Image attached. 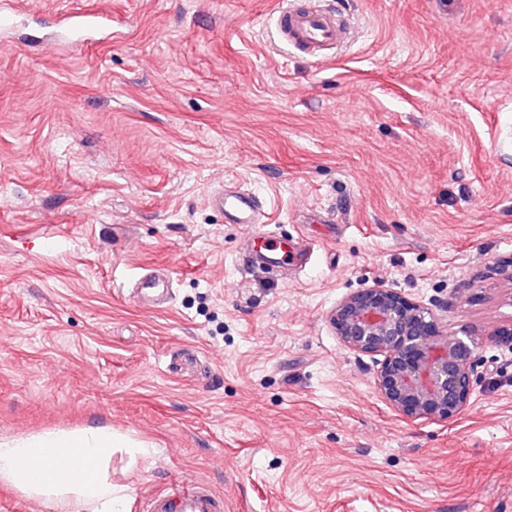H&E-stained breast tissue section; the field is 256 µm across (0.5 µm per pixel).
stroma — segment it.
<instances>
[{
    "label": "stroma",
    "mask_w": 512,
    "mask_h": 512,
    "mask_svg": "<svg viewBox=\"0 0 512 512\" xmlns=\"http://www.w3.org/2000/svg\"><path fill=\"white\" fill-rule=\"evenodd\" d=\"M282 2L23 0L112 28L0 41V437L151 444L112 458L125 512L181 478L225 512H512V0H317L354 28L319 61L276 40ZM220 186L310 265L243 271ZM155 270L159 310L132 297ZM373 286L477 342L455 420L399 416L335 335ZM133 289L134 297L141 306L161 308L167 304L172 285L166 275L151 273L139 277Z\"/></svg>",
    "instance_id": "35a3bbf8"
}]
</instances>
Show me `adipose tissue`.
Wrapping results in <instances>:
<instances>
[{
    "label": "adipose tissue",
    "instance_id": "ef3b65f1",
    "mask_svg": "<svg viewBox=\"0 0 512 512\" xmlns=\"http://www.w3.org/2000/svg\"><path fill=\"white\" fill-rule=\"evenodd\" d=\"M147 456L144 443L106 426L0 438V482L56 512H124L128 486L112 480V456Z\"/></svg>",
    "mask_w": 512,
    "mask_h": 512
}]
</instances>
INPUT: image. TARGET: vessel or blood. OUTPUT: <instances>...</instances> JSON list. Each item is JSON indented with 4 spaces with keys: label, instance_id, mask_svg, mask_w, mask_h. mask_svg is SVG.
I'll list each match as a JSON object with an SVG mask.
<instances>
[{
    "label": "vessel or blood",
    "instance_id": "1",
    "mask_svg": "<svg viewBox=\"0 0 512 512\" xmlns=\"http://www.w3.org/2000/svg\"><path fill=\"white\" fill-rule=\"evenodd\" d=\"M275 29L283 44L298 47L316 59L329 57L348 36L342 19L304 4L303 0H291L279 12ZM206 202L222 213L227 222L251 225L242 253L245 268L263 271L306 267L310 247L305 240L288 243L258 232V225L268 219L267 204L251 191L214 189L207 193ZM171 289L167 276L152 273L136 280L134 296L143 307L161 308L166 305ZM144 512H224V497L203 481L178 480L166 490L148 495Z\"/></svg>",
    "mask_w": 512,
    "mask_h": 512
}]
</instances>
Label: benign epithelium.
Here are the masks:
<instances>
[{
    "label": "benign epithelium",
    "mask_w": 512,
    "mask_h": 512,
    "mask_svg": "<svg viewBox=\"0 0 512 512\" xmlns=\"http://www.w3.org/2000/svg\"><path fill=\"white\" fill-rule=\"evenodd\" d=\"M330 321L349 349L381 357L376 389L402 417L448 422L470 405L476 345L441 330L428 308L374 286L339 301Z\"/></svg>",
    "instance_id": "obj_1"
}]
</instances>
